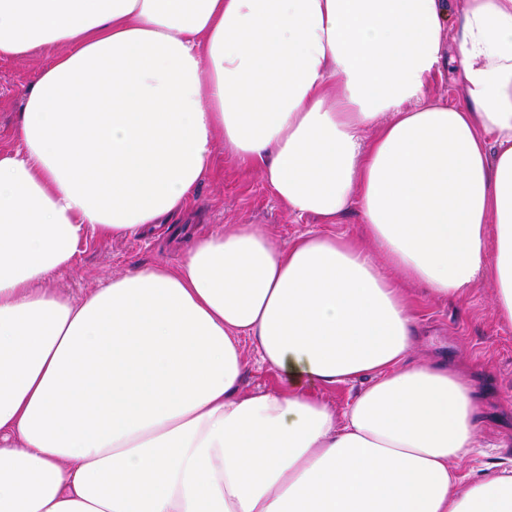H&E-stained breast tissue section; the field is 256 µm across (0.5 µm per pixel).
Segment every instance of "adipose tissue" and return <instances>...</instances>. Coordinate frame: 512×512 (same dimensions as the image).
<instances>
[{
  "instance_id": "adipose-tissue-1",
  "label": "adipose tissue",
  "mask_w": 512,
  "mask_h": 512,
  "mask_svg": "<svg viewBox=\"0 0 512 512\" xmlns=\"http://www.w3.org/2000/svg\"><path fill=\"white\" fill-rule=\"evenodd\" d=\"M453 5L0 0V57L51 53L0 152V512H512L511 469L454 467L476 397L416 358L406 293L488 278L512 322V0ZM218 143L327 231L173 226L178 264L49 288L88 233L185 209ZM247 345L278 387L243 390ZM453 64L442 70L431 82L428 90L429 98L448 102V105H458L464 101V91L460 84L454 82L452 73ZM353 385H336V387L318 388L314 390L322 400L336 408L338 413L342 412L350 397L355 393Z\"/></svg>"
}]
</instances>
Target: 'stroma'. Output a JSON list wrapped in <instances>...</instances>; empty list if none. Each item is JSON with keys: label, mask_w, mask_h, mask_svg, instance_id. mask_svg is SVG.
Masks as SVG:
<instances>
[{"label": "stroma", "mask_w": 512, "mask_h": 512, "mask_svg": "<svg viewBox=\"0 0 512 512\" xmlns=\"http://www.w3.org/2000/svg\"><path fill=\"white\" fill-rule=\"evenodd\" d=\"M47 62L37 50L23 59H0V150L18 148L16 117L22 95ZM172 222L190 235L255 224L284 242L321 227L316 218L288 214L259 173L226 157L220 145L214 148L212 177L198 186L192 207ZM181 256L160 229L146 236L91 234L79 244L73 267L55 275L51 286L78 298L134 267L160 259L174 264ZM419 318L420 355L446 357L471 381L478 402L484 449L458 462V472L512 466V323L496 315L492 283L479 282L461 300H422Z\"/></svg>", "instance_id": "stroma-1"}]
</instances>
